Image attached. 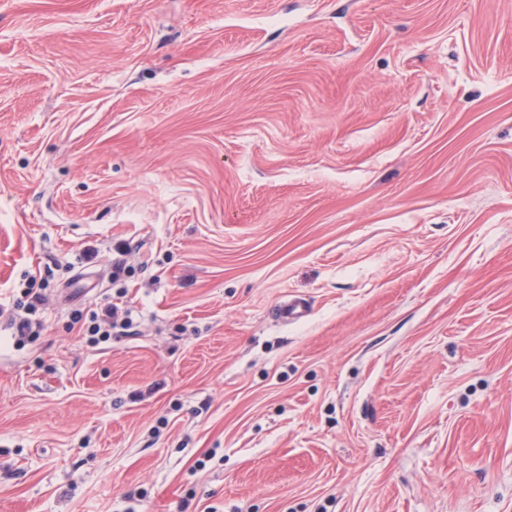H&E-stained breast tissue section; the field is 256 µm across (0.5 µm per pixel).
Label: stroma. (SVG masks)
Masks as SVG:
<instances>
[{
  "label": "stroma",
  "instance_id": "1",
  "mask_svg": "<svg viewBox=\"0 0 512 512\" xmlns=\"http://www.w3.org/2000/svg\"><path fill=\"white\" fill-rule=\"evenodd\" d=\"M0 512H512V0H0ZM26 297H28L27 316L11 318V325L15 329V336H30L36 332L35 328L39 329L41 327L40 321L33 317L36 316L39 308L44 304L43 295L33 291V288H28ZM131 314L128 307H119L109 299L96 303L89 314L91 341L108 340L112 336V329L120 328L123 333H127L132 326Z\"/></svg>",
  "mask_w": 512,
  "mask_h": 512
}]
</instances>
